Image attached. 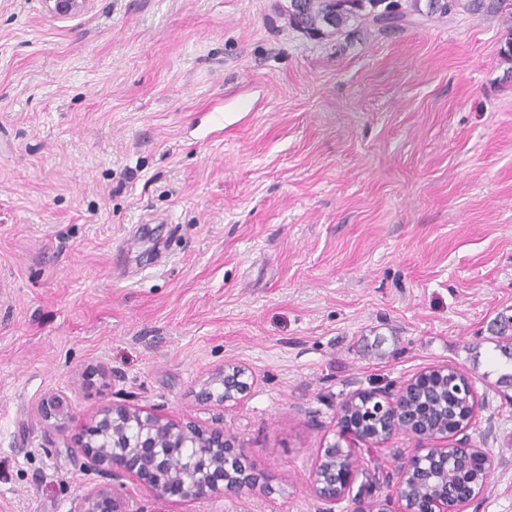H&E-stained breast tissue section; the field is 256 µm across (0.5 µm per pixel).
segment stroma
<instances>
[{"label": "stroma", "mask_w": 512, "mask_h": 512, "mask_svg": "<svg viewBox=\"0 0 512 512\" xmlns=\"http://www.w3.org/2000/svg\"><path fill=\"white\" fill-rule=\"evenodd\" d=\"M287 7L0 0V512L99 481L47 442L49 392L74 432L109 401L223 428L260 475L166 512H325L342 402L440 366L492 464L466 512H512V0L322 40ZM226 365L249 391L202 401ZM47 10L59 18H68L85 10L91 0H43ZM37 410L44 424V432L48 442L53 443L56 437L68 439L69 424L73 420L68 397L59 392H50L43 396Z\"/></svg>", "instance_id": "1"}]
</instances>
